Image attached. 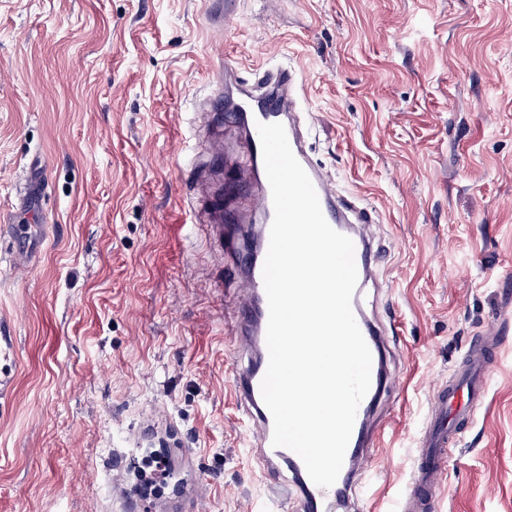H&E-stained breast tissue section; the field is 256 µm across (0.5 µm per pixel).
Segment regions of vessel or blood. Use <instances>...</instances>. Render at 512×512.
Wrapping results in <instances>:
<instances>
[{
  "mask_svg": "<svg viewBox=\"0 0 512 512\" xmlns=\"http://www.w3.org/2000/svg\"><path fill=\"white\" fill-rule=\"evenodd\" d=\"M218 74L228 91L223 98L224 120L243 131L253 175L246 208L225 200L223 194H210L195 219L196 224L205 227L209 236L219 242L227 262L240 267L238 286L247 297L239 322L226 332L231 345L243 358L242 364L232 372L229 395L254 425L251 445L260 451L263 470L277 501L296 500L303 512H334L337 502L352 500L362 485L363 476L358 467L363 460L362 451L370 442L367 410L378 390L388 383L384 367L385 345L363 304L379 256L370 238L356 230L357 225L374 223L375 218L367 207L342 202L327 174L311 159L305 144L307 129L300 113V76L296 71L265 69L247 82L241 79L236 65L226 63L219 67ZM261 122L284 126L291 149L317 192L325 219L337 232L348 236L355 247L358 281L352 310L372 355L371 385L358 408L339 477L328 489L311 481L296 453L273 447V418L261 395V382L269 362L266 343L269 309L262 269L274 216L271 187L257 130ZM232 224L257 225L260 231L258 245L248 248L229 232L228 227ZM498 347V340L475 339L463 378L455 384L437 388L430 418L432 429L425 447L417 455L402 512H434L446 467V448L455 426L474 421L483 404L486 378L496 360Z\"/></svg>",
  "mask_w": 512,
  "mask_h": 512,
  "instance_id": "vessel-or-blood-1",
  "label": "vessel or blood"
}]
</instances>
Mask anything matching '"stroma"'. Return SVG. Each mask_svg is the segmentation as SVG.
<instances>
[{"mask_svg":"<svg viewBox=\"0 0 512 512\" xmlns=\"http://www.w3.org/2000/svg\"><path fill=\"white\" fill-rule=\"evenodd\" d=\"M0 0V512H125L134 447L168 453L193 512H268L250 421L225 396L241 302L193 224L244 174L203 125L215 61L303 77L309 152L369 205L365 310L391 339L368 485L342 512H399L434 390L512 323V0ZM435 512H512V340L448 447Z\"/></svg>","mask_w":512,"mask_h":512,"instance_id":"35a3bbf8","label":"stroma"}]
</instances>
